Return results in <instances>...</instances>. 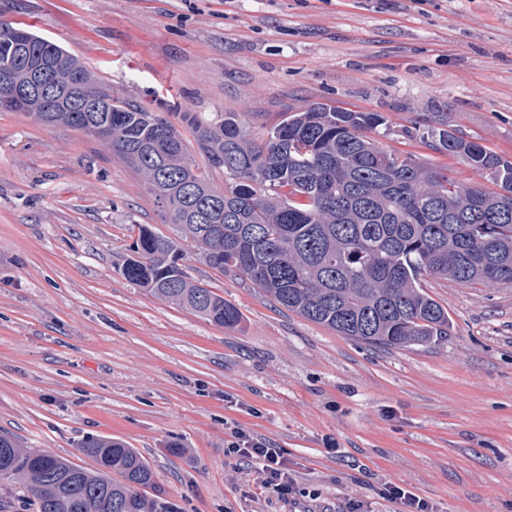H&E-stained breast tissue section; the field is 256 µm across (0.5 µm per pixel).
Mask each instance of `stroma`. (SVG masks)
<instances>
[{"mask_svg":"<svg viewBox=\"0 0 512 512\" xmlns=\"http://www.w3.org/2000/svg\"><path fill=\"white\" fill-rule=\"evenodd\" d=\"M113 94L172 121L244 115L266 134L324 102L377 112L388 151L489 174L406 137L443 125L512 160V0H0ZM174 228L142 176L82 131L0 112V434L78 458L138 449L175 512H512V286L427 280L451 319L429 345L371 347L276 304L180 241L186 276L234 305L230 330L119 268L140 226ZM288 460L295 502L259 494L233 431ZM380 495L392 502L398 503L400 512H432L433 507L424 499L410 490L393 483H386L380 488Z\"/></svg>","mask_w":512,"mask_h":512,"instance_id":"35a3bbf8","label":"stroma"}]
</instances>
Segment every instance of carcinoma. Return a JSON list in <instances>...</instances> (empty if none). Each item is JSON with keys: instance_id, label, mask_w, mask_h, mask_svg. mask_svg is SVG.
<instances>
[{"instance_id": "carcinoma-1", "label": "carcinoma", "mask_w": 512, "mask_h": 512, "mask_svg": "<svg viewBox=\"0 0 512 512\" xmlns=\"http://www.w3.org/2000/svg\"><path fill=\"white\" fill-rule=\"evenodd\" d=\"M43 57L56 64L55 107L31 99L26 116L94 138L87 123L112 125L101 143L139 171L179 238L195 242L209 266L248 278L311 322L369 346L426 345L448 335L450 318L425 277L512 285V161L475 141L432 126L418 134L424 146L487 172L497 191L380 148L370 133L388 126L376 112L314 103L260 140L236 112L218 122L191 117L207 170L224 171L217 187L174 123L113 95L60 45L0 19V76L25 85ZM83 96L106 108L78 111ZM179 260L172 238L141 226L121 272L153 296L237 327L238 310L191 282ZM79 452L96 467L1 435L0 481L19 486L33 512H172L165 498L143 493L155 472L137 449L90 437Z\"/></svg>"}]
</instances>
